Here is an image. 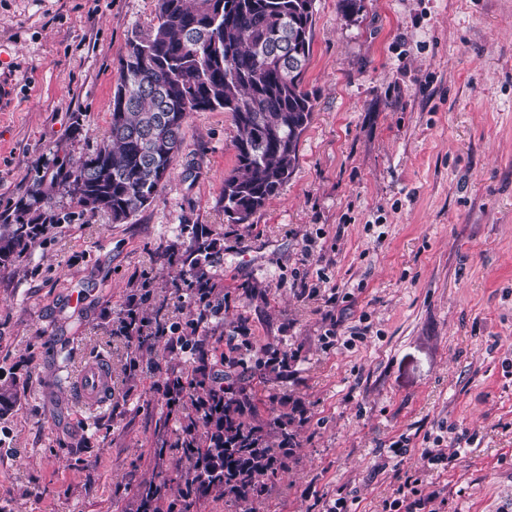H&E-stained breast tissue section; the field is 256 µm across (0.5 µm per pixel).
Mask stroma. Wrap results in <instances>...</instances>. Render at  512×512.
Returning a JSON list of instances; mask_svg holds the SVG:
<instances>
[{
  "label": "stroma",
  "mask_w": 512,
  "mask_h": 512,
  "mask_svg": "<svg viewBox=\"0 0 512 512\" xmlns=\"http://www.w3.org/2000/svg\"><path fill=\"white\" fill-rule=\"evenodd\" d=\"M361 5L349 21L314 0L315 112L292 179L249 223L224 219L225 112L187 117L172 172L128 223L47 200L65 223L0 270V385L14 393L0 406V512H139V489L179 469L154 455L180 428L157 382L190 372L189 354L161 343L130 364V307L208 336L214 372L241 329L254 350L298 353L291 378L261 371L303 415L258 512L340 498L405 512L409 476L430 512H512V0ZM154 18V0H0L1 215L35 169L106 137L118 61ZM181 224L212 246L218 313L173 285ZM99 358L112 398L92 409L68 379ZM434 447L445 460H427Z\"/></svg>",
  "instance_id": "1"
}]
</instances>
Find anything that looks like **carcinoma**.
Returning a JSON list of instances; mask_svg holds the SVG:
<instances>
[{
    "label": "carcinoma",
    "mask_w": 512,
    "mask_h": 512,
    "mask_svg": "<svg viewBox=\"0 0 512 512\" xmlns=\"http://www.w3.org/2000/svg\"><path fill=\"white\" fill-rule=\"evenodd\" d=\"M314 0H155V23L137 30L118 61L119 81L112 96L110 133L91 153L72 164L55 159L51 172L36 171L33 187L0 224V269L27 257L34 241L61 223L40 211L48 192L63 187L77 204L110 214L123 224L159 194L183 143L191 112H228L236 129V167L224 178V217L246 224L280 193L298 164L299 139L310 124L315 100L303 86L312 49ZM189 242L177 261L192 280L185 291L202 316L216 312L206 275L211 244L192 224L178 226ZM120 332L137 355L167 337L159 322L130 308ZM223 355L224 385L206 376L212 357L207 337L190 344L195 373L167 372L161 378L166 416L181 433L169 448L183 468L164 474L140 491V512H198L180 485L227 496L241 512L267 482L288 470L295 448L293 415L276 412L279 398L261 396L251 377L263 358L229 338ZM272 418L254 423L259 405Z\"/></svg>",
    "instance_id": "obj_1"
}]
</instances>
